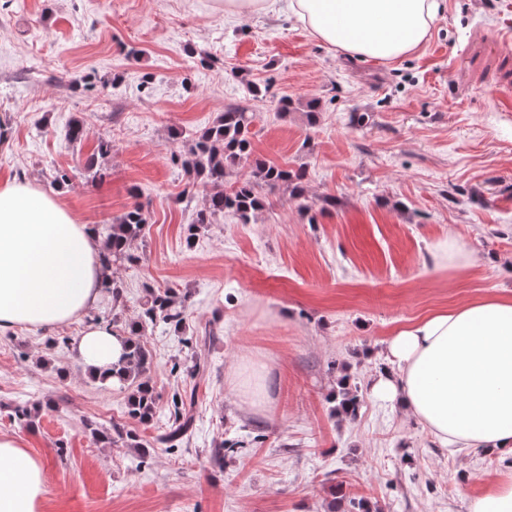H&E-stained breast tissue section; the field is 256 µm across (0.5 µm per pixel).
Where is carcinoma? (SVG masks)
<instances>
[{
	"mask_svg": "<svg viewBox=\"0 0 512 512\" xmlns=\"http://www.w3.org/2000/svg\"><path fill=\"white\" fill-rule=\"evenodd\" d=\"M255 113L240 105L224 107L216 121L195 131L186 149L180 154L181 166L188 176L190 189L186 198L193 201V187L202 185L205 191L203 204L196 210L190 228V236L214 222L222 214H231L244 224L257 217L264 208L259 189L292 187L295 195H301L295 181L301 174L261 158L252 157L251 138ZM250 162V172L232 182L228 177L242 163ZM147 224L144 208L136 204L111 226L106 238L107 253L103 256L106 265L119 260L134 262L138 256L131 251V243L138 238ZM185 298L174 288H143L141 310L136 319L124 329L130 336L131 345L115 375L119 385L129 390L127 397L128 414L140 421L153 420L157 407V396L150 383L148 372L151 360L140 336L149 328L160 324L181 330L184 323ZM193 395L173 398L174 421L160 437V441L172 447L180 442L192 426ZM360 405L357 386L349 379L338 380L336 389V410L354 415Z\"/></svg>",
	"mask_w": 512,
	"mask_h": 512,
	"instance_id": "carcinoma-1",
	"label": "carcinoma"
}]
</instances>
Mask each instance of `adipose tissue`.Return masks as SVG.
<instances>
[{
  "instance_id": "obj_1",
  "label": "adipose tissue",
  "mask_w": 512,
  "mask_h": 512,
  "mask_svg": "<svg viewBox=\"0 0 512 512\" xmlns=\"http://www.w3.org/2000/svg\"><path fill=\"white\" fill-rule=\"evenodd\" d=\"M443 0H224L234 17L285 13L313 37L362 60L393 62L429 40ZM104 245L54 194L30 180L0 184V334L51 329L100 301ZM127 335L89 323L72 343L92 377L124 356ZM392 373L371 391L446 446L512 451V295L474 299L397 328L385 341ZM43 460L0 435V512H39Z\"/></svg>"
}]
</instances>
